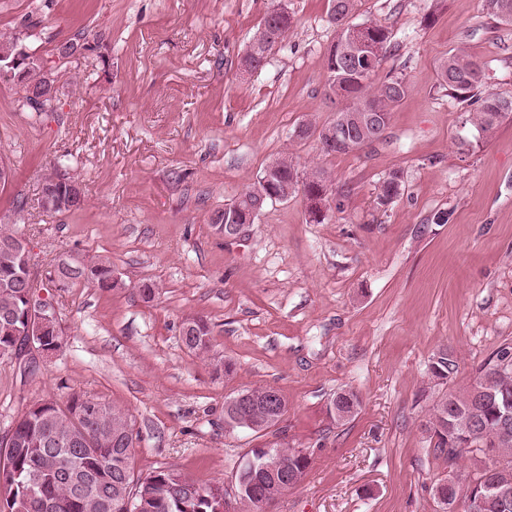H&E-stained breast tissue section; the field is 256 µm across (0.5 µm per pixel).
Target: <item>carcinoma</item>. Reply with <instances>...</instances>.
I'll return each instance as SVG.
<instances>
[{
    "label": "carcinoma",
    "mask_w": 512,
    "mask_h": 512,
    "mask_svg": "<svg viewBox=\"0 0 512 512\" xmlns=\"http://www.w3.org/2000/svg\"><path fill=\"white\" fill-rule=\"evenodd\" d=\"M359 0H331L329 20L336 26V39L326 57L328 93L343 97L347 104L336 112V118L321 126L309 121L299 125L304 137L317 135L321 152L326 155L346 154L375 142L376 132L367 120L370 112H380L390 120L393 109L409 92L405 78L392 76L373 86L371 74L380 66L390 32L374 21L362 23L368 40L379 47L371 56L362 43L348 37L353 27L352 16ZM483 12L502 23L512 24V0H481ZM292 17L286 13L271 24L263 23L255 33L249 51L242 59L247 70L261 65L262 57L278 45L291 30ZM440 86L456 100L473 107L470 123L479 135L491 136L504 119L512 116V97L491 90L486 85L483 69L468 54L458 50L440 62ZM27 86L42 87L50 77L34 63L24 74ZM345 119L349 134L338 142L330 130ZM274 188H296L303 184L306 199L319 195L332 181L322 167L301 171L293 158L285 154L277 158L272 175ZM402 188L399 173L392 172L383 180L378 194L382 206L391 203ZM57 282L47 277L42 287L61 286L69 280L85 277L97 287L110 291L119 286L113 278L112 265L98 262L81 266V272H63ZM35 276L32 263L15 264L0 247V361H11L14 333L26 327L22 289L18 284ZM3 315L13 319L5 321ZM181 340L198 356H209L212 348L209 323L201 317L185 321ZM458 364L448 348L439 349L431 358V376L446 383L457 372ZM267 390L256 386L248 390L257 399L248 416L239 421L224 411V423L230 428L246 429L261 437L276 426L286 410L273 417L261 404ZM360 399L351 389L336 392L329 411L336 422L352 419L358 412ZM425 430L434 440V448L448 461L462 453L480 456V466L464 480L437 483L433 497L437 504L449 499L477 501L475 509L463 512H512L504 507L502 494H512V353L502 351L494 363L483 366L466 389L459 393L444 392L433 403ZM12 447L0 446V512H41L48 503L51 512H109L107 501L133 500L131 512H224V483L200 484L175 466L161 467L142 477L131 466L133 447L124 442L134 434L127 410L101 399L73 392L63 402L52 397L33 403L13 426ZM256 467L237 476L235 501L241 512H260L259 495L266 492L281 496L295 487L280 476L282 464L288 470L305 474L311 459L299 449L273 444L269 456H254Z\"/></svg>",
    "instance_id": "cac0c4a2"
}]
</instances>
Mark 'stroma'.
<instances>
[{"instance_id":"1","label":"stroma","mask_w":512,"mask_h":512,"mask_svg":"<svg viewBox=\"0 0 512 512\" xmlns=\"http://www.w3.org/2000/svg\"><path fill=\"white\" fill-rule=\"evenodd\" d=\"M283 2L288 36L257 72L240 67L267 11ZM329 0H0V34L20 38L55 79L37 115L0 76V225L23 232L39 269L60 257L110 262L103 291L77 280L50 289L65 343L54 357L0 362V437L33 403L87 393L126 409L139 475L175 465L202 484L232 485L251 449H305L311 466L270 512H439L431 489L476 462L439 456L422 427L441 393L468 387L512 348V118L479 141L468 106L438 82L462 48L489 87L512 96V26L480 0H362L354 22L386 26L372 75L404 76L409 92L381 139L323 155L294 139L304 120L331 121L325 59L336 37ZM83 38V54L56 47ZM291 153L331 172L341 205L312 222L296 194L267 204L243 235L212 230V211ZM78 175L82 208L37 210L47 167ZM403 186L379 205L381 182ZM158 285L143 302L138 285ZM204 317L213 356L188 352L180 327ZM458 369L444 384L439 348ZM257 385L287 410L261 438L224 425V402ZM361 400L339 424L329 401ZM457 368V359L454 354L448 351V348H441L431 358L429 372L435 380L444 384L452 378Z\"/></svg>"}]
</instances>
